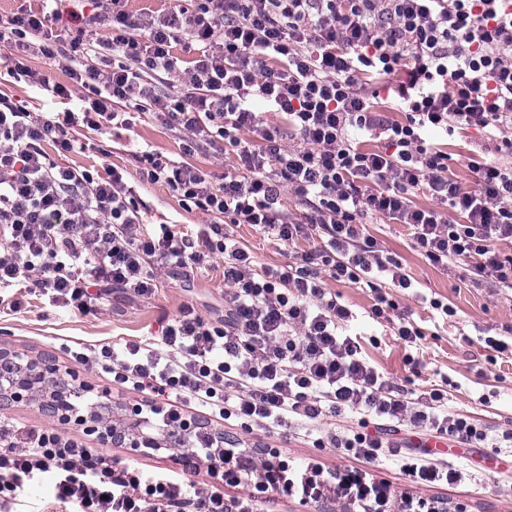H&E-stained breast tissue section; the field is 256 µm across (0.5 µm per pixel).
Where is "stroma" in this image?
<instances>
[{
	"label": "stroma",
	"mask_w": 512,
	"mask_h": 512,
	"mask_svg": "<svg viewBox=\"0 0 512 512\" xmlns=\"http://www.w3.org/2000/svg\"><path fill=\"white\" fill-rule=\"evenodd\" d=\"M28 64L43 73L45 87L29 86L9 75L8 52L0 49V96L19 101L34 112L78 111L77 100L59 101L50 91L51 85L67 80L60 68L38 54L30 55ZM74 133L85 142V150L62 153L52 143H44L50 162L100 172L117 168L137 199L146 223L173 224L191 235L210 223V216L187 206L165 185L143 180L139 174L141 151L181 159L176 131L154 119L136 117L126 130L78 127ZM431 139L447 143L448 176L467 189L475 186L470 157H495L484 135L474 130L449 140L436 132ZM365 229L381 240L414 277L413 288L397 290L396 300L424 337L417 349L409 353L412 363H405L408 352L403 345L395 340L387 325L378 324L369 316L373 303L370 289L363 284L328 281L330 291L352 313L349 331L360 333L367 360L413 395H420L441 380H449V411L474 417L486 429L488 439L485 447L460 446L449 453V461L462 469L464 478L447 494L461 504L473 505L477 512H512V361H490L483 342L484 337L501 333L503 327L512 325V294L488 286L472 287L464 277L462 265L445 270L429 265L413 249L409 226L390 217L369 218ZM224 230L250 249L257 264L281 265L289 260L288 251L272 244L258 227L228 224ZM434 299L448 303L453 316L448 318L434 310L430 305ZM186 305L194 306L208 318H222L223 257H215L209 266L190 275L179 270L162 271L161 286L149 297L113 289L98 311L86 315L50 305L44 298L31 299L27 309L19 313L0 304V345L30 357L53 355L60 369L66 370L70 363L62 344L78 342L89 346L148 338L157 335L162 321L175 317ZM490 455L501 459V467L486 466L485 459ZM64 509V504L54 496V478L49 474L32 479L9 507L10 512Z\"/></svg>",
	"instance_id": "obj_1"
}]
</instances>
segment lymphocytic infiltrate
Wrapping results in <instances>:
<instances>
[{"instance_id":"1","label":"lymphocytic infiltrate","mask_w":512,"mask_h":512,"mask_svg":"<svg viewBox=\"0 0 512 512\" xmlns=\"http://www.w3.org/2000/svg\"><path fill=\"white\" fill-rule=\"evenodd\" d=\"M70 11L66 35L54 33L58 9L20 11L0 30L14 52L11 72L35 85L45 77L26 63L30 51L62 61L82 112L55 121L0 98V288L39 294L80 313L96 310L112 288L152 295L164 268L191 271L224 256V317L210 320L184 307L160 336L70 347L75 363L99 369L141 393L135 428L112 422V440L159 447L169 438L174 467L143 478L129 464L87 448L79 435L0 419V494L23 489L38 474L57 477L55 498L73 512H265L271 500L336 504L339 512H459L438 495L461 472L430 451L412 453L399 482L370 472L381 456L400 454L388 441L396 425L471 446L486 432L471 417L449 412L442 390L410 399L384 379L347 334L348 308L329 296L326 279L368 284L372 319L397 317L395 334L413 344L422 331L405 322L377 277L410 288L401 263L363 219L386 215L412 231L429 264L461 261L473 283L512 291V165L471 159L476 187L448 177L447 152L426 133L464 127L483 133L496 153L512 156V0H196L132 19L127 0H91ZM109 22L112 35L93 39ZM195 43L200 55L180 68L174 44ZM94 54L97 62L83 65ZM405 72L391 87L406 103L404 121L375 111L370 84ZM181 77L174 97L155 76ZM277 114L267 123L256 104ZM182 132L184 161L145 154L142 174L216 217L200 239L151 230L115 170L94 174L48 162L54 142L72 151L69 127L93 130L120 108ZM387 137L382 152L363 150L358 132ZM223 149L235 164L222 183L188 156ZM427 185L436 209L413 206L409 194ZM289 191L304 211L300 223L279 208ZM251 224L293 246L291 263L258 268L224 230ZM314 241L297 250L299 240ZM205 422L191 431L190 412ZM372 416V430H335L337 418ZM326 426L316 443L343 450L345 464L310 458L295 465L287 449H242L230 428L270 430ZM222 474L223 487L200 481Z\"/></svg>"}]
</instances>
